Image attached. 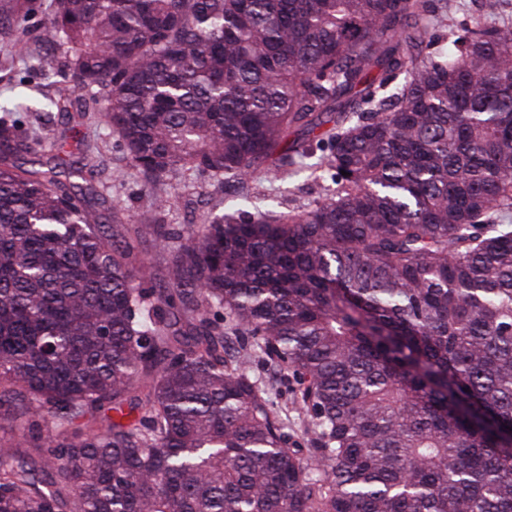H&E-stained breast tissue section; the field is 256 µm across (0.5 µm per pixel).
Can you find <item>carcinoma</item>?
<instances>
[{"mask_svg":"<svg viewBox=\"0 0 512 512\" xmlns=\"http://www.w3.org/2000/svg\"><path fill=\"white\" fill-rule=\"evenodd\" d=\"M500 6L0 0L44 15L11 54L56 77L38 109L103 119L154 211L120 223L90 145L0 103V512H512ZM315 154L325 197L256 206ZM186 172L227 212L172 228ZM137 256L152 264L159 279L165 278L169 258L167 253H162L153 247L150 241L140 240L137 244Z\"/></svg>","mask_w":512,"mask_h":512,"instance_id":"obj_1","label":"carcinoma"}]
</instances>
